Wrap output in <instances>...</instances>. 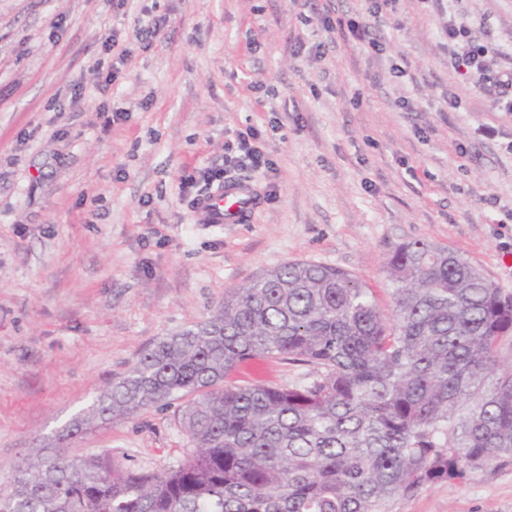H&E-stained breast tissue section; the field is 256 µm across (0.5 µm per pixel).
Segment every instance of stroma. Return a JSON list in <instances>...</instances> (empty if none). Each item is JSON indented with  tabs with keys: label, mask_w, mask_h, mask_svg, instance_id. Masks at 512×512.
<instances>
[{
	"label": "stroma",
	"mask_w": 512,
	"mask_h": 512,
	"mask_svg": "<svg viewBox=\"0 0 512 512\" xmlns=\"http://www.w3.org/2000/svg\"><path fill=\"white\" fill-rule=\"evenodd\" d=\"M373 0H0V494L13 467L159 338L225 289L291 260L337 267L391 304L384 266L421 240L512 295V112L448 64L471 24L512 68V0H394L381 50L353 38ZM338 20L325 30L324 16ZM168 24L151 41L148 18ZM113 50H105L108 37ZM259 134L273 177L243 224H201L182 178ZM258 358L234 378L296 384ZM188 440L176 408L73 441L160 470ZM386 512H512V459L423 485Z\"/></svg>",
	"instance_id": "obj_1"
}]
</instances>
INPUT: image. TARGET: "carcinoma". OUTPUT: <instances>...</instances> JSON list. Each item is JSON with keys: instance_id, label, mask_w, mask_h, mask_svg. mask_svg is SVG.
I'll use <instances>...</instances> for the list:
<instances>
[{"instance_id": "cac0c4a2", "label": "carcinoma", "mask_w": 512, "mask_h": 512, "mask_svg": "<svg viewBox=\"0 0 512 512\" xmlns=\"http://www.w3.org/2000/svg\"><path fill=\"white\" fill-rule=\"evenodd\" d=\"M392 308L336 267L292 260L224 291L207 320L127 374L15 467L0 512H384L427 483L512 458V296L443 245L388 257ZM303 383H234L255 358ZM191 397L185 457L160 471L74 456L94 423Z\"/></svg>"}]
</instances>
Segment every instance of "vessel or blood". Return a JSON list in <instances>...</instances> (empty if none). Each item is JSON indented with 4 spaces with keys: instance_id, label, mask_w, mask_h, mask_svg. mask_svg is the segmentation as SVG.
Here are the masks:
<instances>
[{
    "instance_id": "vessel-or-blood-1",
    "label": "vessel or blood",
    "mask_w": 512,
    "mask_h": 512,
    "mask_svg": "<svg viewBox=\"0 0 512 512\" xmlns=\"http://www.w3.org/2000/svg\"><path fill=\"white\" fill-rule=\"evenodd\" d=\"M259 206L258 191L251 182L228 180L199 196L194 212L203 224H240L250 221Z\"/></svg>"
}]
</instances>
